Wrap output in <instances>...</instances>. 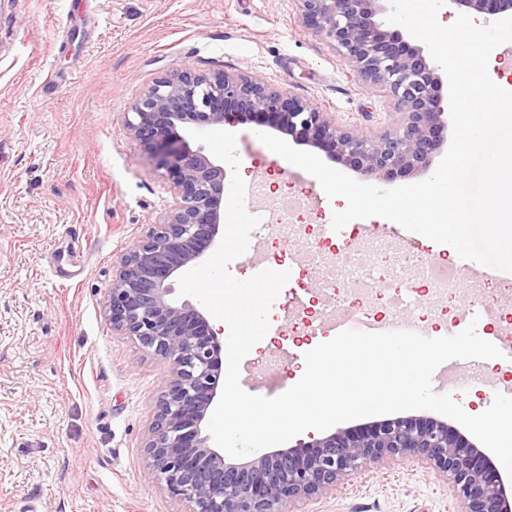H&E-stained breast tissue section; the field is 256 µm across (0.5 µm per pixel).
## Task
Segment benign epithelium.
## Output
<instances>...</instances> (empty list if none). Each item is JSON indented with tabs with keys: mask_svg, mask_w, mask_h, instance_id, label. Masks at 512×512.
<instances>
[{
	"mask_svg": "<svg viewBox=\"0 0 512 512\" xmlns=\"http://www.w3.org/2000/svg\"><path fill=\"white\" fill-rule=\"evenodd\" d=\"M303 24L383 90L397 120L368 137L336 123L311 101L252 72L173 69L129 105L131 140L164 171L168 207L121 258L104 302L112 330L170 363L144 458L186 512H294L292 505L393 457H416L457 490L460 512H512V481L456 428L427 416L381 419L287 450L228 462L211 445L208 412L224 382L221 331L188 301L170 298L171 279L198 264L224 223V165L193 150L178 127L250 122L311 146L367 179L392 182L427 169L447 141L441 67L380 17L390 0H297ZM461 13L512 17V0H448Z\"/></svg>",
	"mask_w": 512,
	"mask_h": 512,
	"instance_id": "benign-epithelium-1",
	"label": "benign epithelium"
}]
</instances>
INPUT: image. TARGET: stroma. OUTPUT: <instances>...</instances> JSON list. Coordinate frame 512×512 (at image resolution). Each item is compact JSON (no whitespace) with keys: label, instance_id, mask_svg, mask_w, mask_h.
Masks as SVG:
<instances>
[{"label":"stroma","instance_id":"35a3bbf8","mask_svg":"<svg viewBox=\"0 0 512 512\" xmlns=\"http://www.w3.org/2000/svg\"><path fill=\"white\" fill-rule=\"evenodd\" d=\"M180 66L256 73L365 135L394 119L388 98L365 89L351 66L299 19L296 0H0V512H181L145 467L143 446L169 363L113 332L106 292L122 255L144 237L169 199L167 183L130 140L129 104ZM248 185L266 201L311 196L314 179L287 174L255 124L233 126ZM340 201L304 210L305 229L265 237L264 267L289 271L273 303L271 331L243 364L275 372L278 392L296 382L306 352L328 341L308 309L359 297L353 277L323 291L313 248L371 255V238L404 235L381 217L326 229ZM512 274L436 299L396 306L372 323L400 321L426 337L478 316L479 336L512 325ZM292 358L280 360L283 349ZM501 359L484 381L462 370L449 394L472 415L512 387ZM300 512H458L451 484L411 459L358 471Z\"/></svg>","mask_w":512,"mask_h":512}]
</instances>
